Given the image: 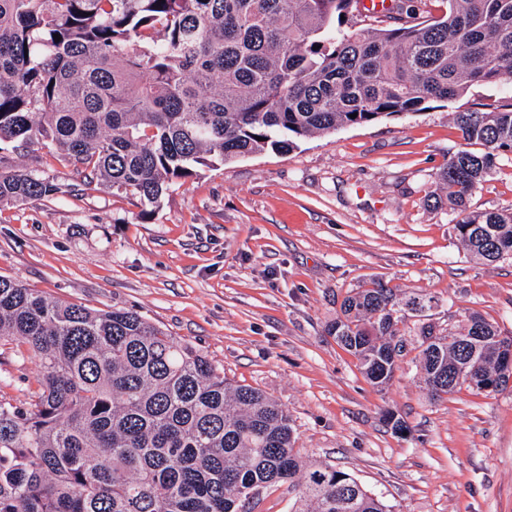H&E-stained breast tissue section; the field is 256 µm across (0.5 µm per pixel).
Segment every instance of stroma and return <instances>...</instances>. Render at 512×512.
I'll use <instances>...</instances> for the list:
<instances>
[{
	"label": "stroma",
	"instance_id": "35a3bbf8",
	"mask_svg": "<svg viewBox=\"0 0 512 512\" xmlns=\"http://www.w3.org/2000/svg\"><path fill=\"white\" fill-rule=\"evenodd\" d=\"M510 101V84L475 86L282 154L217 163L175 181L145 216L46 151H20L16 163L69 190L0 206V274L65 302L135 310L184 337L285 407L304 457L351 474L395 512H512V388L433 398L409 316L401 367L380 389L326 331L347 292L380 280L433 297L425 319L440 328L476 312L512 335V259L471 258L459 213L426 204L467 147L454 113ZM468 209L512 210V154ZM40 372L24 348L0 346L1 398L25 401ZM388 410L406 434L383 423Z\"/></svg>",
	"mask_w": 512,
	"mask_h": 512
}]
</instances>
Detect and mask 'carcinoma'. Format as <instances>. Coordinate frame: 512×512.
I'll return each instance as SVG.
<instances>
[{"label":"carcinoma","instance_id":"carcinoma-1","mask_svg":"<svg viewBox=\"0 0 512 512\" xmlns=\"http://www.w3.org/2000/svg\"><path fill=\"white\" fill-rule=\"evenodd\" d=\"M430 2L397 0L346 30L360 0H0V205L64 189L12 165L17 150H48L144 216L216 160L512 83V0H446L438 18ZM454 121L483 151L448 158L432 207L459 211L474 258H512V211L466 208L512 153V104ZM429 309L373 281L345 296L327 332L383 387L406 348L399 324ZM416 336L435 397L480 393L504 369L501 332L476 313L457 332L423 322ZM2 340L26 346L42 377L24 403L0 400V512H244L285 484L290 512H391L350 474L305 459L282 405L134 310L63 302L0 274Z\"/></svg>","mask_w":512,"mask_h":512}]
</instances>
